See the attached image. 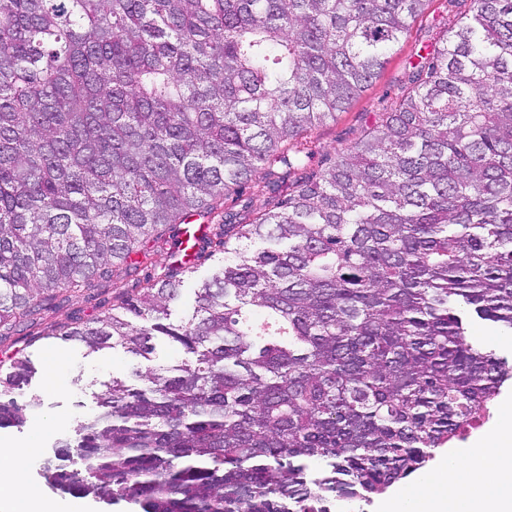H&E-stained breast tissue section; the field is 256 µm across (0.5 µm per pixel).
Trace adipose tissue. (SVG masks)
Returning <instances> with one entry per match:
<instances>
[{"label": "adipose tissue", "mask_w": 512, "mask_h": 512, "mask_svg": "<svg viewBox=\"0 0 512 512\" xmlns=\"http://www.w3.org/2000/svg\"><path fill=\"white\" fill-rule=\"evenodd\" d=\"M36 455L26 446L0 447V512H88L82 502L59 503L24 481ZM381 512H512V401L492 434L443 455L413 486L391 493Z\"/></svg>", "instance_id": "adipose-tissue-1"}]
</instances>
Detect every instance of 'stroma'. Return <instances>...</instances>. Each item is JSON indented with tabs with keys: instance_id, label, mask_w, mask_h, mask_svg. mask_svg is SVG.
Listing matches in <instances>:
<instances>
[{
	"instance_id": "obj_1",
	"label": "stroma",
	"mask_w": 512,
	"mask_h": 512,
	"mask_svg": "<svg viewBox=\"0 0 512 512\" xmlns=\"http://www.w3.org/2000/svg\"><path fill=\"white\" fill-rule=\"evenodd\" d=\"M467 0L449 7L448 0H430L427 10L414 21L409 32L391 51L372 84L336 120L312 131L302 160L307 172L320 170L336 153L362 137L383 113L391 111L403 93L407 60L421 46L440 43L449 28L468 10ZM30 356L36 374L25 394L37 395L42 406L27 425L5 433L17 443L35 444L39 454H48L54 443L73 435L77 423L96 409L97 393L115 375L129 374L134 358L123 350H106L91 356L74 343L31 342L29 330L18 331L13 348L0 346V370H7L13 352ZM58 367H51V360Z\"/></svg>"
}]
</instances>
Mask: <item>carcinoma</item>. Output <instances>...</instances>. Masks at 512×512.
<instances>
[{
	"mask_svg": "<svg viewBox=\"0 0 512 512\" xmlns=\"http://www.w3.org/2000/svg\"><path fill=\"white\" fill-rule=\"evenodd\" d=\"M430 0H0V346L73 297L55 339L151 360L114 377L44 477L139 512H322L381 494L487 412L512 365V0H470L403 97L295 190L288 144L336 119ZM263 175L264 206L223 213ZM222 216L194 234L197 216ZM185 228H179V225ZM219 263L172 321L188 269ZM109 299H99L103 293ZM35 369L0 376V429ZM171 250L167 249H151L147 257L139 256V261H142L140 272L141 277L145 274H156L160 273L161 270L167 266L169 263H171L173 260V257L170 256ZM468 332L471 336H478L489 350L512 362V334L504 335L493 322L482 320L474 321Z\"/></svg>",
	"mask_w": 512,
	"mask_h": 512,
	"instance_id": "obj_1",
	"label": "carcinoma"
}]
</instances>
